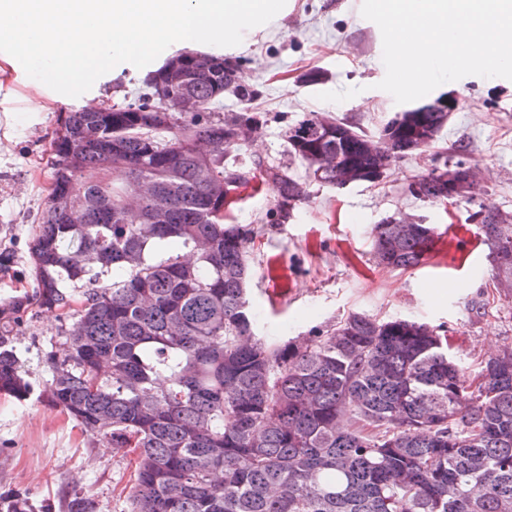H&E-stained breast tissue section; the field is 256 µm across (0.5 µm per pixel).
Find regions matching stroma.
I'll use <instances>...</instances> for the list:
<instances>
[{"mask_svg": "<svg viewBox=\"0 0 512 512\" xmlns=\"http://www.w3.org/2000/svg\"><path fill=\"white\" fill-rule=\"evenodd\" d=\"M362 0H294L281 28L249 37L239 55L243 81L260 92L255 111L267 122L240 157L260 155L305 168L288 154L289 125L311 112L355 120L369 135L403 107L378 87L385 76L379 27L362 17ZM318 70L319 83L303 82ZM142 72L122 63L79 97L57 96L30 78L19 62L0 60V304L32 290L28 242L44 209L50 181L52 143L65 113L99 105L124 107L136 100ZM456 95L435 149L396 162L380 182L341 188L310 182V197L288 223L265 226L250 256L248 298L257 333L282 342L306 336L354 312L380 320L409 319L445 330L449 352L468 378L482 360L512 345V290L493 288L487 246L471 215L479 204L512 213V81L466 76L426 95V102ZM466 142V161L484 189L479 202L431 204L407 190L412 176L441 164L443 151ZM271 188L254 180L240 189L229 210L233 224H254L272 207ZM419 217L435 229L432 250L410 270L377 267L370 253L372 229L388 216ZM483 302L486 315L473 303ZM61 338L54 314L26 313L18 348L30 371L31 396L0 394V492H27L34 505L67 512L72 489L97 503L98 512H130L125 492L133 454L90 445L81 425L49 408L42 393L50 374L42 360Z\"/></svg>", "mask_w": 512, "mask_h": 512, "instance_id": "35a3bbf8", "label": "stroma"}]
</instances>
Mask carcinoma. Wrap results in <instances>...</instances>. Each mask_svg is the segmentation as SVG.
Here are the masks:
<instances>
[{"mask_svg": "<svg viewBox=\"0 0 512 512\" xmlns=\"http://www.w3.org/2000/svg\"><path fill=\"white\" fill-rule=\"evenodd\" d=\"M181 51L119 112L66 113L53 143L48 194L29 242L32 291L0 307V394L33 391L18 356L23 315L56 313L61 349L47 405L91 443L135 455L131 512H512V346L484 361L478 382L425 323L352 313L305 337L268 343L246 298L250 245L263 228L226 224L216 207L263 176L286 224L307 181L262 157L239 160L256 112H223L224 94L249 101L246 61ZM193 74L174 91L171 65ZM180 94L200 111L169 112ZM448 113L414 108L378 137L356 123L310 113L288 154L308 177L340 187L346 173L375 183L399 155L437 141ZM442 165L416 175L418 200L448 199ZM136 184L139 215L118 202ZM171 203L157 219L150 203ZM479 231L494 282L512 287V214L480 204ZM390 216L372 229L386 268L418 266L434 242L428 224ZM189 253L187 261L169 248ZM78 308H73V305ZM68 512H98L74 493ZM0 512H37L26 493H0Z\"/></svg>", "mask_w": 512, "mask_h": 512, "instance_id": "1", "label": "carcinoma"}]
</instances>
